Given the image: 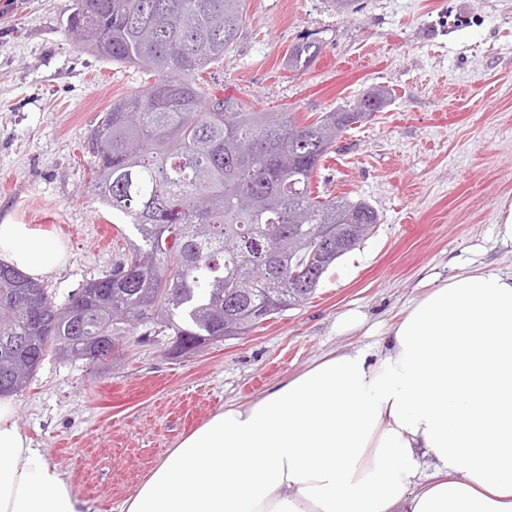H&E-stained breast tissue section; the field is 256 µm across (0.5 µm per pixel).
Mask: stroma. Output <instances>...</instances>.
Here are the masks:
<instances>
[{"label": "stroma", "mask_w": 512, "mask_h": 512, "mask_svg": "<svg viewBox=\"0 0 512 512\" xmlns=\"http://www.w3.org/2000/svg\"><path fill=\"white\" fill-rule=\"evenodd\" d=\"M70 0H0V221L61 239L67 264L42 285L64 301L110 272L137 233L89 181L83 148L102 113L147 77L85 51L64 28ZM246 22L203 77L217 92L298 115L351 104L374 86L392 98L340 138L312 179L317 195L363 199L374 232L324 275L314 296L199 353L128 335L112 362L46 356L14 394L17 422L90 512H118L184 436L324 354L379 340L450 259L507 265L497 214L512 201V0H246ZM321 51L286 67L303 39ZM357 309L364 325L337 333Z\"/></svg>", "instance_id": "35a3bbf8"}]
</instances>
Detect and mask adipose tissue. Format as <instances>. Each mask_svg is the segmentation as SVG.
<instances>
[{"mask_svg":"<svg viewBox=\"0 0 512 512\" xmlns=\"http://www.w3.org/2000/svg\"><path fill=\"white\" fill-rule=\"evenodd\" d=\"M0 260L40 280L68 253L7 221ZM452 267L380 350L329 352L225 406L120 512H512V266ZM16 415L0 398V512H86Z\"/></svg>","mask_w":512,"mask_h":512,"instance_id":"ef3b65f1","label":"adipose tissue"}]
</instances>
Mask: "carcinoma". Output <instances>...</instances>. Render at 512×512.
<instances>
[{
  "instance_id": "obj_1",
  "label": "carcinoma",
  "mask_w": 512,
  "mask_h": 512,
  "mask_svg": "<svg viewBox=\"0 0 512 512\" xmlns=\"http://www.w3.org/2000/svg\"><path fill=\"white\" fill-rule=\"evenodd\" d=\"M245 0H72L66 30L87 23L111 45L83 46L138 67L154 82L115 102L89 133L98 200L138 240L112 272L56 302L0 262V396L26 386L44 357L122 351L126 328L143 343L171 337L179 359L239 336L315 292L316 280L379 223L364 201L312 195L313 172L352 128L358 104L302 122L293 110H253L202 81L238 39ZM319 45L301 42L288 70Z\"/></svg>"
}]
</instances>
